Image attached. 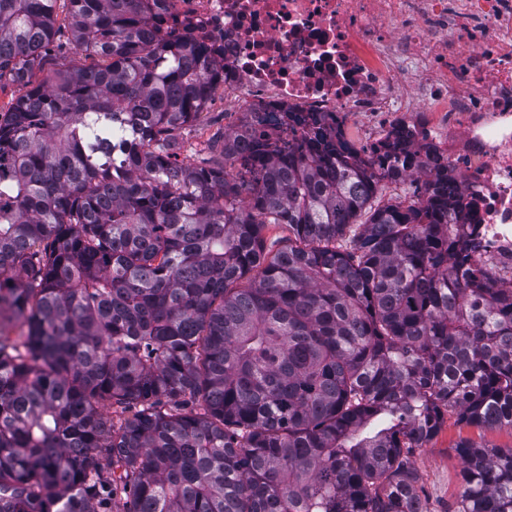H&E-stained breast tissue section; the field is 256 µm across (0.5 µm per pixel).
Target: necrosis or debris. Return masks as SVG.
Masks as SVG:
<instances>
[{"label": "necrosis or debris", "instance_id": "1", "mask_svg": "<svg viewBox=\"0 0 512 512\" xmlns=\"http://www.w3.org/2000/svg\"><path fill=\"white\" fill-rule=\"evenodd\" d=\"M150 22L216 61L228 130L276 150L314 118L365 159L402 136L417 180L446 168L512 288V0H154Z\"/></svg>", "mask_w": 512, "mask_h": 512}]
</instances>
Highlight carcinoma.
Returning a JSON list of instances; mask_svg holds the SVG:
<instances>
[{"mask_svg":"<svg viewBox=\"0 0 512 512\" xmlns=\"http://www.w3.org/2000/svg\"><path fill=\"white\" fill-rule=\"evenodd\" d=\"M58 2L0 0V512H427L406 455L445 413L512 427V288L448 170L383 202L414 158L316 126L239 179L187 166L205 50L143 0H65L102 63L35 83ZM459 451L456 512H512V448Z\"/></svg>","mask_w":512,"mask_h":512,"instance_id":"1","label":"carcinoma"}]
</instances>
